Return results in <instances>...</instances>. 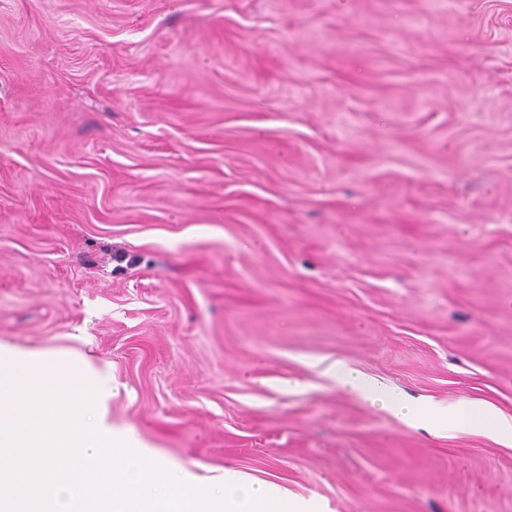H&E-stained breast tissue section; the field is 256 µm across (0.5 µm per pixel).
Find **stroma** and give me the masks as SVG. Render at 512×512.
<instances>
[{
    "mask_svg": "<svg viewBox=\"0 0 512 512\" xmlns=\"http://www.w3.org/2000/svg\"><path fill=\"white\" fill-rule=\"evenodd\" d=\"M0 346L322 512H512V0H0ZM325 374L336 385L358 396L361 400L379 410L404 422H413L429 429L449 428L458 418H466L470 427L485 432L490 436L512 442V417H506L492 406H482L474 411L466 403L432 409L426 416H421L417 407L408 401L399 391L391 388L377 387L368 382L359 372L336 361L330 364Z\"/></svg>",
    "mask_w": 512,
    "mask_h": 512,
    "instance_id": "obj_1",
    "label": "stroma"
}]
</instances>
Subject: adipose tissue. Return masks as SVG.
Here are the masks:
<instances>
[{"instance_id": "obj_1", "label": "adipose tissue", "mask_w": 512, "mask_h": 512, "mask_svg": "<svg viewBox=\"0 0 512 512\" xmlns=\"http://www.w3.org/2000/svg\"><path fill=\"white\" fill-rule=\"evenodd\" d=\"M325 373L339 388L355 394L364 402L402 421L437 429L451 427L457 419L464 418L469 421L471 428L494 438L512 442V417L502 415L494 407L482 406L473 410L461 403L446 409L430 410L423 416L399 391L375 386L344 363L329 365Z\"/></svg>"}]
</instances>
